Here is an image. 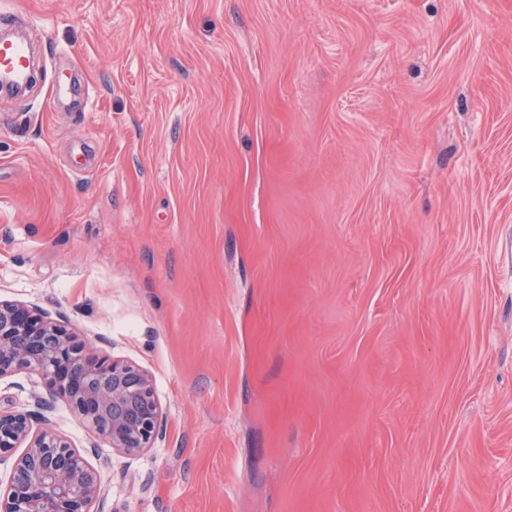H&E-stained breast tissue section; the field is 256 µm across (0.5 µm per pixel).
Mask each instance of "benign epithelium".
Returning <instances> with one entry per match:
<instances>
[{
    "mask_svg": "<svg viewBox=\"0 0 512 512\" xmlns=\"http://www.w3.org/2000/svg\"><path fill=\"white\" fill-rule=\"evenodd\" d=\"M39 374L48 397L34 411L0 410V462L13 458L0 512H91L100 473L51 425L56 398L112 450L136 458L161 438L163 409L144 367L99 356L66 326L23 302H0V377ZM25 448L19 456L15 449Z\"/></svg>",
    "mask_w": 512,
    "mask_h": 512,
    "instance_id": "7a95c632",
    "label": "benign epithelium"
}]
</instances>
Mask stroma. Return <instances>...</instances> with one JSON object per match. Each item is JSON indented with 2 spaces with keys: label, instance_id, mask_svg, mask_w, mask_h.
<instances>
[{
  "label": "stroma",
  "instance_id": "stroma-1",
  "mask_svg": "<svg viewBox=\"0 0 512 512\" xmlns=\"http://www.w3.org/2000/svg\"><path fill=\"white\" fill-rule=\"evenodd\" d=\"M15 27L0 300L165 411L129 459L56 400L95 512H512V0H0Z\"/></svg>",
  "mask_w": 512,
  "mask_h": 512
}]
</instances>
